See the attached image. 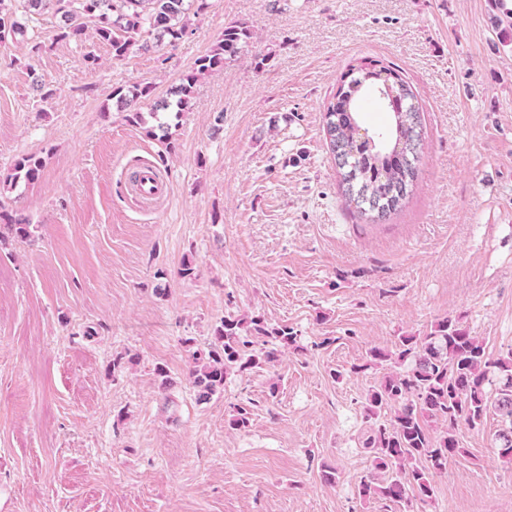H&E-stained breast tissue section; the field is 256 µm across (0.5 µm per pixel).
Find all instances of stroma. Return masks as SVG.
<instances>
[{
	"mask_svg": "<svg viewBox=\"0 0 512 512\" xmlns=\"http://www.w3.org/2000/svg\"><path fill=\"white\" fill-rule=\"evenodd\" d=\"M496 0H209L177 42L122 59L93 29L0 41V186L28 238L0 249V512H400L361 499L374 470L365 399L395 350L459 319L512 350V45ZM252 37L197 75L147 136L112 91L161 99L229 23ZM95 56L88 65L87 56ZM396 68L424 114L419 174L379 222L346 209L323 132L351 65ZM160 168L167 190L130 191ZM193 273L181 274L183 265ZM298 334L274 364L201 402L188 377L224 317ZM250 413L239 430L237 407ZM500 417L459 426L426 512H512ZM42 166L43 161L40 158L26 156L14 165L13 172L8 174L3 182L8 185L17 184L20 180L28 184L34 182L37 180Z\"/></svg>",
	"mask_w": 512,
	"mask_h": 512,
	"instance_id": "stroma-1",
	"label": "stroma"
}]
</instances>
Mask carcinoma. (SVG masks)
Returning <instances> with one entry per match:
<instances>
[{
  "label": "carcinoma",
  "mask_w": 512,
  "mask_h": 512,
  "mask_svg": "<svg viewBox=\"0 0 512 512\" xmlns=\"http://www.w3.org/2000/svg\"><path fill=\"white\" fill-rule=\"evenodd\" d=\"M24 17L0 10V39L25 37L28 23L52 10L61 15L62 25L55 40L81 36L93 26L98 39L108 44L112 56L120 59L139 42L144 34L156 33L161 39L175 42L183 37L182 23L188 4L197 10L208 7V0H23ZM251 32L243 23L224 28L215 48L197 59L194 71L184 76L176 89L177 110L187 108L192 100L197 75L221 67L234 59L249 43ZM379 71L371 62L348 69L341 80L348 105L330 103L326 112L325 132L331 137L335 154L349 158L351 166L341 172L348 202L358 212L366 208L355 192L387 188L395 191L410 167L402 164L389 144L397 129L376 137L375 143L358 140L353 128L361 112L360 98L367 83L378 80ZM112 96L130 108L129 119L145 123L140 103L151 96L148 86L117 87ZM43 161L35 156L20 159L13 172L4 178L12 185L37 180ZM297 343L296 332L288 326H268L261 318H224L215 329L214 341L205 350L193 353L190 370L198 398L209 399L224 386L228 372H240L272 363L280 346ZM370 363H388L386 372L369 390L366 418L373 421L365 447L374 454L375 468L384 472L380 482H361L359 496L382 498L398 503L413 512L414 506L433 501L432 472L441 471L448 460L463 453L455 429L465 423L474 427L482 422L489 407H494L505 426L496 435L499 455L512 461V352L492 359L485 344L458 320L448 317L437 321L423 336H401L396 350L379 348L370 351ZM496 381L495 397L488 396L485 385ZM390 416L381 418V412ZM448 425L440 439L432 438L429 423Z\"/></svg>",
  "instance_id": "1"
}]
</instances>
